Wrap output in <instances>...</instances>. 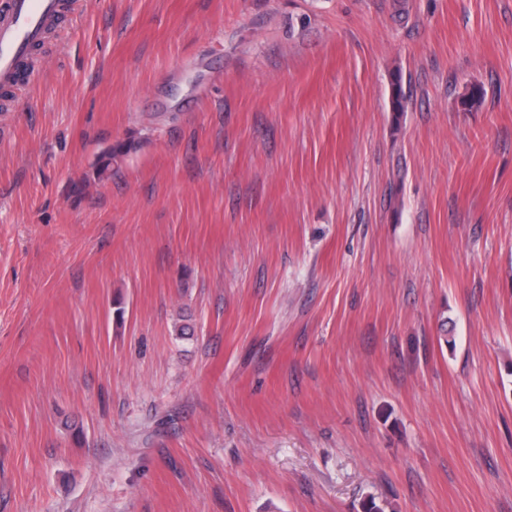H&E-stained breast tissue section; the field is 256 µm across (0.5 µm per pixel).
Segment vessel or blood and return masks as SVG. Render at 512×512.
<instances>
[{"instance_id":"obj_1","label":"vessel or blood","mask_w":512,"mask_h":512,"mask_svg":"<svg viewBox=\"0 0 512 512\" xmlns=\"http://www.w3.org/2000/svg\"><path fill=\"white\" fill-rule=\"evenodd\" d=\"M80 0H0V91L15 93L30 86L37 70L30 59L44 46L61 17L73 15Z\"/></svg>"}]
</instances>
